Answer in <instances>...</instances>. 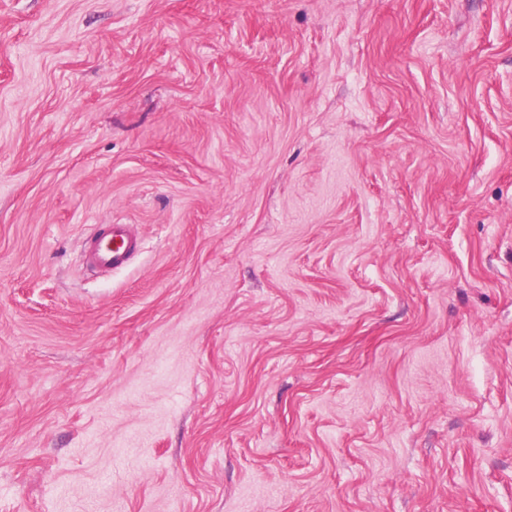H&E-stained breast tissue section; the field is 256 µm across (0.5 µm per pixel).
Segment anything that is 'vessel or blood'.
Listing matches in <instances>:
<instances>
[{
    "mask_svg": "<svg viewBox=\"0 0 512 512\" xmlns=\"http://www.w3.org/2000/svg\"><path fill=\"white\" fill-rule=\"evenodd\" d=\"M140 250V236L133 225L113 224L108 230L90 238L84 262L96 272L126 268Z\"/></svg>",
    "mask_w": 512,
    "mask_h": 512,
    "instance_id": "b4317fda",
    "label": "vessel or blood"
}]
</instances>
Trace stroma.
<instances>
[{"instance_id": "stroma-1", "label": "stroma", "mask_w": 512, "mask_h": 512, "mask_svg": "<svg viewBox=\"0 0 512 512\" xmlns=\"http://www.w3.org/2000/svg\"><path fill=\"white\" fill-rule=\"evenodd\" d=\"M0 512H512V0H0ZM140 250V236L131 224H111L107 231L90 238L84 262L96 272L126 268Z\"/></svg>"}]
</instances>
